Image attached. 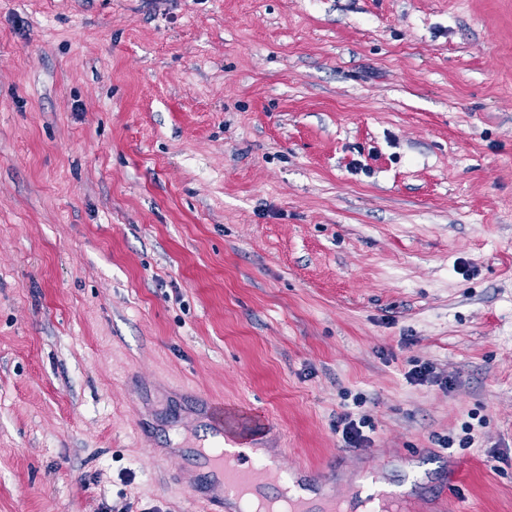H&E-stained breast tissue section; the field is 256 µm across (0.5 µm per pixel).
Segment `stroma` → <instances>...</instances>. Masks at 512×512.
Segmentation results:
<instances>
[{"label": "stroma", "mask_w": 512, "mask_h": 512, "mask_svg": "<svg viewBox=\"0 0 512 512\" xmlns=\"http://www.w3.org/2000/svg\"><path fill=\"white\" fill-rule=\"evenodd\" d=\"M206 398L512 512V0H0V512H184ZM371 420L366 416L353 418L351 413H344L336 421V431L342 434V439L348 448H363L368 442L364 428H370Z\"/></svg>", "instance_id": "stroma-1"}]
</instances>
